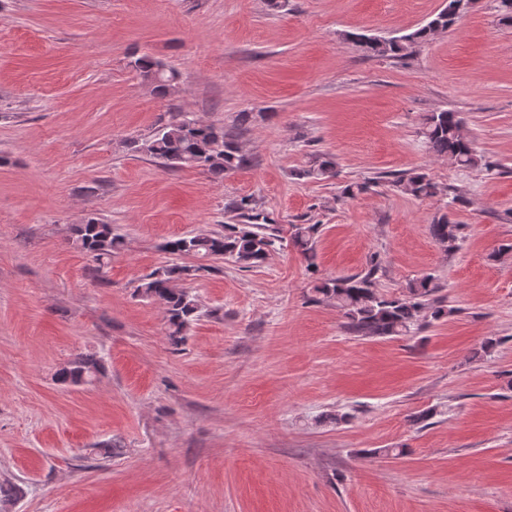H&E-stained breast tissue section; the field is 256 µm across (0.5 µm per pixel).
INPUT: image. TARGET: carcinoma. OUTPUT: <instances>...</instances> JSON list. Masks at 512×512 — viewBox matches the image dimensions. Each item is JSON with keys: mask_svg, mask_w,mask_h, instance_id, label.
Returning a JSON list of instances; mask_svg holds the SVG:
<instances>
[{"mask_svg": "<svg viewBox=\"0 0 512 512\" xmlns=\"http://www.w3.org/2000/svg\"><path fill=\"white\" fill-rule=\"evenodd\" d=\"M474 5V0H446L445 6L429 21L409 34L381 39L363 33H350L348 38L358 44L364 53L373 57L405 56L414 46L429 41L436 33L455 27ZM134 68L152 91L167 94L177 72L165 69L159 62L144 56L134 61ZM421 134L428 149L440 157H447L458 166L477 168L482 158L476 154L473 139L457 112H431L424 116ZM138 150L160 159L171 169L190 167L200 169L215 179L245 168L251 163L243 152L235 134L214 125H204L189 112H174L169 121L158 125L149 139ZM301 178L325 180L336 176L332 157L322 155L313 165L297 173ZM392 185L416 198H431L438 186L424 173H403ZM460 225L443 216L430 225V233L443 251L456 247ZM314 224L299 226L291 243L308 260L313 258ZM73 244L88 253L96 263L95 271L120 253L124 237L111 224L89 219L73 228ZM278 236L262 232L260 224L235 225L228 232H199L173 238L164 249L178 256L201 259H232L244 268L257 267L275 250ZM190 266H172L147 275L137 287L138 294L162 305L165 312L166 333L173 346L185 341L186 331L200 316L195 297L185 288L173 287V282L192 276ZM377 265L363 272L321 281L312 288L318 300L332 303L345 319L344 327L364 338L406 336L420 326L425 318L439 321L455 312L436 296L439 285L436 277L427 274L410 281L406 293L392 296L379 290ZM101 368L92 356H80L64 368L65 381L81 384L91 381Z\"/></svg>", "mask_w": 512, "mask_h": 512, "instance_id": "obj_1", "label": "carcinoma"}]
</instances>
